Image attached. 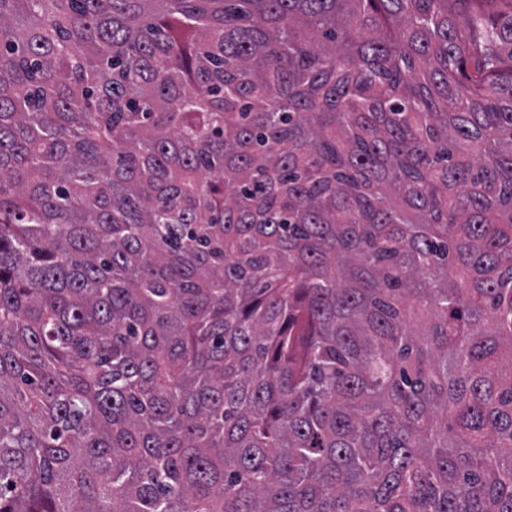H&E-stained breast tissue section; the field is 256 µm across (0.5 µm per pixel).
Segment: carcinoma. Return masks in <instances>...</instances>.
I'll use <instances>...</instances> for the list:
<instances>
[{
    "label": "carcinoma",
    "mask_w": 512,
    "mask_h": 512,
    "mask_svg": "<svg viewBox=\"0 0 512 512\" xmlns=\"http://www.w3.org/2000/svg\"><path fill=\"white\" fill-rule=\"evenodd\" d=\"M0 512H512V0H0Z\"/></svg>",
    "instance_id": "1"
}]
</instances>
